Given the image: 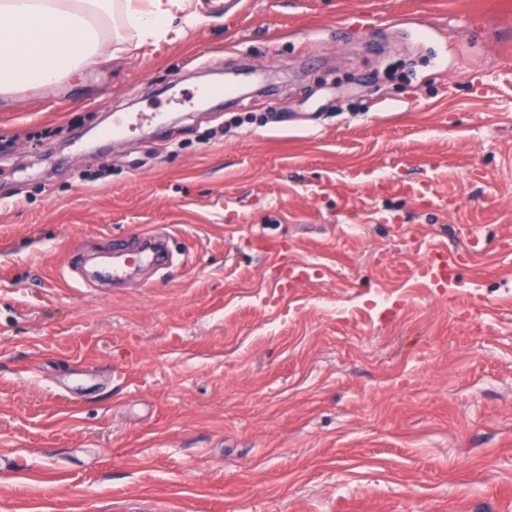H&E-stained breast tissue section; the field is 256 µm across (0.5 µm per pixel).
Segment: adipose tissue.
<instances>
[{"label": "adipose tissue", "instance_id": "ef3b65f1", "mask_svg": "<svg viewBox=\"0 0 512 512\" xmlns=\"http://www.w3.org/2000/svg\"><path fill=\"white\" fill-rule=\"evenodd\" d=\"M115 13L142 46L208 20L185 0H0V93L50 86L117 60L100 27Z\"/></svg>", "mask_w": 512, "mask_h": 512}]
</instances>
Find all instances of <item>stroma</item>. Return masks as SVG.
Wrapping results in <instances>:
<instances>
[{
	"mask_svg": "<svg viewBox=\"0 0 512 512\" xmlns=\"http://www.w3.org/2000/svg\"><path fill=\"white\" fill-rule=\"evenodd\" d=\"M199 9L0 94V512H512V0ZM152 229L168 269L69 272ZM463 255L456 251L448 259L442 261L430 262L420 268V276L429 281L432 285L445 288L448 284V270L460 265Z\"/></svg>",
	"mask_w": 512,
	"mask_h": 512,
	"instance_id": "1",
	"label": "stroma"
}]
</instances>
